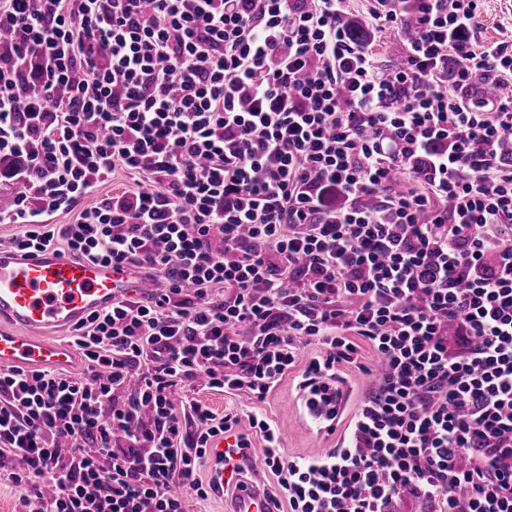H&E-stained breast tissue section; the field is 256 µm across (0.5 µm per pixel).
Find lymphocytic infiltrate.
<instances>
[{
    "label": "lymphocytic infiltrate",
    "mask_w": 512,
    "mask_h": 512,
    "mask_svg": "<svg viewBox=\"0 0 512 512\" xmlns=\"http://www.w3.org/2000/svg\"><path fill=\"white\" fill-rule=\"evenodd\" d=\"M480 2L418 0L384 71L347 0H0L12 246L166 282L76 327L82 373L0 368L21 512H187L210 442L247 458L255 434L288 512H512V161L483 150L512 135V92H470L512 85V51L478 41ZM119 170L136 189L49 223ZM313 342L300 386L364 343L379 364L323 455H286L266 417L178 413L186 382L264 401Z\"/></svg>",
    "instance_id": "lymphocytic-infiltrate-1"
}]
</instances>
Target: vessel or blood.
<instances>
[{
  "label": "vessel or blood",
  "instance_id": "1",
  "mask_svg": "<svg viewBox=\"0 0 512 512\" xmlns=\"http://www.w3.org/2000/svg\"><path fill=\"white\" fill-rule=\"evenodd\" d=\"M134 267L79 261L52 250L0 246V365L66 369L74 363L68 342L46 339L51 330L78 326L113 301L153 290ZM226 512H277L258 473H251Z\"/></svg>",
  "mask_w": 512,
  "mask_h": 512
}]
</instances>
